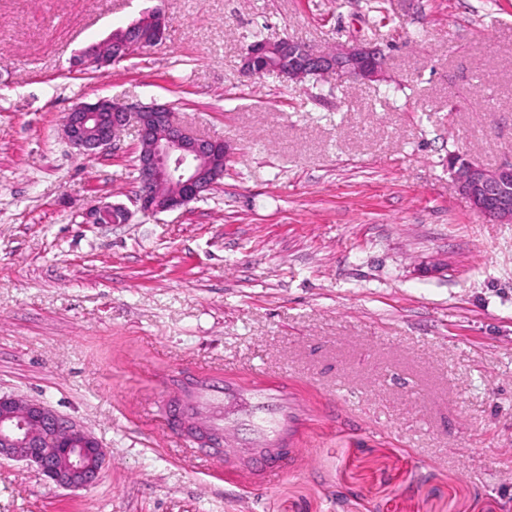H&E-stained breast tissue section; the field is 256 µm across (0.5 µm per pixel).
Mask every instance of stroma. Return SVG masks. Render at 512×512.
<instances>
[{
  "label": "stroma",
  "instance_id": "35a3bbf8",
  "mask_svg": "<svg viewBox=\"0 0 512 512\" xmlns=\"http://www.w3.org/2000/svg\"><path fill=\"white\" fill-rule=\"evenodd\" d=\"M157 1L0 0V394L106 452L76 491L0 459V512H512V224L448 170L512 162V0H161L163 42L74 68ZM256 34L371 44L385 75L248 78ZM100 97L224 140L223 179L143 214L135 126L63 138ZM200 370L305 410L274 483L236 418L223 456L178 453L172 381ZM91 215L96 224H124L129 212L122 204L108 203L98 207Z\"/></svg>",
  "mask_w": 512,
  "mask_h": 512
}]
</instances>
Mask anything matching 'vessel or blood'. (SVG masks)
Instances as JSON below:
<instances>
[{"label":"vessel or blood","mask_w":512,"mask_h":512,"mask_svg":"<svg viewBox=\"0 0 512 512\" xmlns=\"http://www.w3.org/2000/svg\"><path fill=\"white\" fill-rule=\"evenodd\" d=\"M185 406L188 411L202 412V425L214 428L222 425L225 414H244L254 423L257 440L270 446L284 444L294 425L287 396L260 383L245 388L198 379Z\"/></svg>","instance_id":"vessel-or-blood-1"}]
</instances>
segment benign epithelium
Instances as JSON below:
<instances>
[{"label":"benign epithelium","mask_w":512,"mask_h":512,"mask_svg":"<svg viewBox=\"0 0 512 512\" xmlns=\"http://www.w3.org/2000/svg\"><path fill=\"white\" fill-rule=\"evenodd\" d=\"M166 33V14L155 8L102 42L82 49L74 66L92 72L159 44ZM272 58L275 72L290 81L331 73L340 79L373 82L382 78L385 66L380 51L362 43L321 50L283 37L250 43L242 59V74H255L260 63ZM132 119L139 145L136 203L143 213L180 209L203 197L223 177L218 160L227 157L224 141L188 135L166 104L145 106L133 114L114 100L83 102L65 113L62 131L80 152L94 155L109 149ZM449 165L459 191L477 213L501 224L512 223V164L487 168L452 159ZM128 216L126 207L114 203L92 213L95 224H123ZM2 457L25 461L48 482L74 491L94 485L106 463L101 444L81 425L65 420L40 401L13 395H0Z\"/></svg>","instance_id":"1"}]
</instances>
